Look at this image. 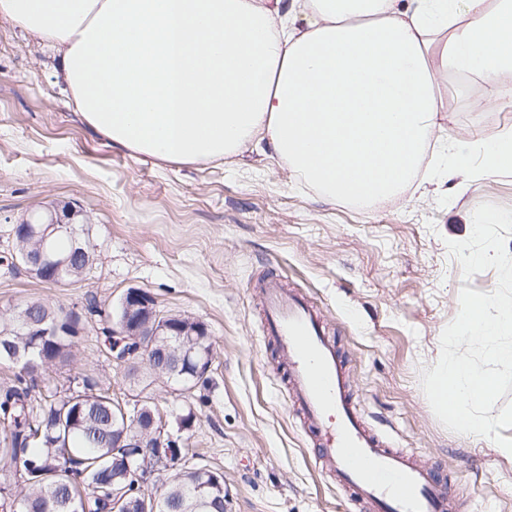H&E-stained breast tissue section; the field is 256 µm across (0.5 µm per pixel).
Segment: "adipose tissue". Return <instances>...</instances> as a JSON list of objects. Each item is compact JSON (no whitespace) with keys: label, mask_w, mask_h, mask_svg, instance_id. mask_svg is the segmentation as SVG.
I'll return each mask as SVG.
<instances>
[{"label":"adipose tissue","mask_w":512,"mask_h":512,"mask_svg":"<svg viewBox=\"0 0 512 512\" xmlns=\"http://www.w3.org/2000/svg\"><path fill=\"white\" fill-rule=\"evenodd\" d=\"M0 18L60 55L112 145L189 165L265 144L363 208L414 177L438 72H512V0H0Z\"/></svg>","instance_id":"ef3b65f1"}]
</instances>
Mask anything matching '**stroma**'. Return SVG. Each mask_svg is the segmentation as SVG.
<instances>
[{"mask_svg": "<svg viewBox=\"0 0 512 512\" xmlns=\"http://www.w3.org/2000/svg\"><path fill=\"white\" fill-rule=\"evenodd\" d=\"M58 68L52 49L0 19V312L33 300L107 308L138 288L161 314L204 323L214 351L208 384L187 402L165 379L130 381L103 352L104 320L91 316L71 364L40 370V389H64L82 371L119 397L146 386L167 417L194 411L182 453L223 474L226 512H359L318 467L288 359L265 334L252 289L273 273L321 312L369 425L439 467L479 512H512V457L445 429L420 386L461 288L497 285L492 269L464 280L446 243L470 236L479 204L512 209V172L482 166L486 144L512 129V106L495 103L512 75H441L446 130L426 142L414 181L364 209L324 200L268 147L180 166L132 156L87 128ZM448 137L467 143L465 168L442 155ZM68 205L95 251L86 276L55 286L7 264L15 224Z\"/></svg>", "mask_w": 512, "mask_h": 512, "instance_id": "stroma-1", "label": "stroma"}]
</instances>
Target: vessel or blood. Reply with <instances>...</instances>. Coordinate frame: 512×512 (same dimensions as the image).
I'll return each instance as SVG.
<instances>
[{
	"label": "vessel or blood",
	"mask_w": 512,
	"mask_h": 512,
	"mask_svg": "<svg viewBox=\"0 0 512 512\" xmlns=\"http://www.w3.org/2000/svg\"><path fill=\"white\" fill-rule=\"evenodd\" d=\"M266 333L288 354L292 398L303 413L315 457L366 512H460L442 480L415 455L393 447L366 422L351 393L320 312L278 277L260 283Z\"/></svg>",
	"instance_id": "obj_1"
}]
</instances>
